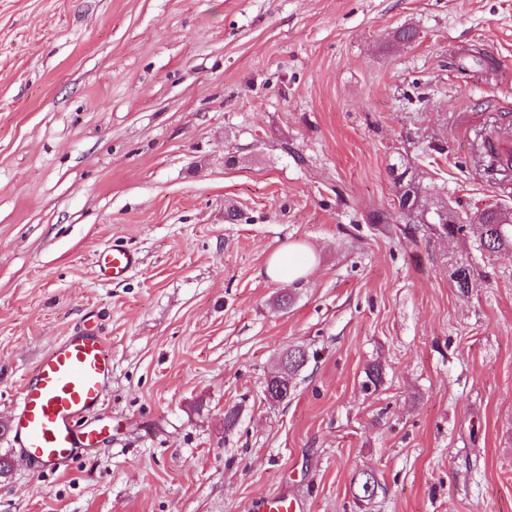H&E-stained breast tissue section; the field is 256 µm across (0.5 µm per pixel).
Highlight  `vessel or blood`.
<instances>
[{"mask_svg":"<svg viewBox=\"0 0 512 512\" xmlns=\"http://www.w3.org/2000/svg\"><path fill=\"white\" fill-rule=\"evenodd\" d=\"M486 154L495 165L512 163V129L493 133ZM138 264L136 251L115 243L100 253L98 274L117 281ZM111 385L112 349L96 328L80 329L55 342L18 392L7 426L12 450L48 467L72 457L75 449L93 452L102 431L80 426L79 421L105 402Z\"/></svg>","mask_w":512,"mask_h":512,"instance_id":"b4317fda","label":"vessel or blood"}]
</instances>
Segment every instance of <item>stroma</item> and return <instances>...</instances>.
Instances as JSON below:
<instances>
[{
  "mask_svg": "<svg viewBox=\"0 0 512 512\" xmlns=\"http://www.w3.org/2000/svg\"><path fill=\"white\" fill-rule=\"evenodd\" d=\"M508 122L512 0H0V430L53 342L112 347L101 448L44 472L0 433V512H512V250L399 207L512 210ZM284 246L310 274L264 276ZM486 156L493 159L496 167L512 163V129H502L491 135ZM139 264L136 251L123 244H112L104 249L98 260V274L109 281L124 279Z\"/></svg>",
  "mask_w": 512,
  "mask_h": 512,
  "instance_id": "obj_1",
  "label": "stroma"
}]
</instances>
